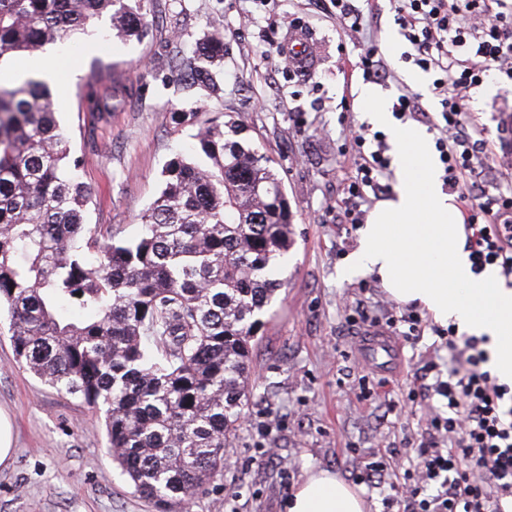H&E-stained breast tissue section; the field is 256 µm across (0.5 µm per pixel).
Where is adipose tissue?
<instances>
[{
  "instance_id": "1",
  "label": "adipose tissue",
  "mask_w": 512,
  "mask_h": 512,
  "mask_svg": "<svg viewBox=\"0 0 512 512\" xmlns=\"http://www.w3.org/2000/svg\"><path fill=\"white\" fill-rule=\"evenodd\" d=\"M398 183L360 230L359 246L340 275L377 274L394 298L415 302L435 320L491 337L494 370L512 382V287L476 278L464 248L463 217L443 192L429 137L419 130L393 135ZM285 512H365L361 495L336 473L308 476L288 497Z\"/></svg>"
}]
</instances>
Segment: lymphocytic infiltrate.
Instances as JSON below:
<instances>
[{
	"label": "lymphocytic infiltrate",
	"instance_id": "lymphocytic-infiltrate-1",
	"mask_svg": "<svg viewBox=\"0 0 512 512\" xmlns=\"http://www.w3.org/2000/svg\"><path fill=\"white\" fill-rule=\"evenodd\" d=\"M395 20L412 47L406 59L435 75V111L419 94L400 88L392 104L397 120L429 124L442 181L465 212L471 269L500 268L512 277V187L490 200L474 177L485 131L471 118L470 91L500 77L512 81V0H395ZM343 151L355 173L344 183V223H363L368 196L389 193L385 136L350 129ZM387 327L410 337L432 329L455 366L436 373L430 406L419 434L418 460L403 483L385 497L386 512H512V384L487 367L479 338L459 336L455 326H427L415 305L387 314Z\"/></svg>",
	"mask_w": 512,
	"mask_h": 512
}]
</instances>
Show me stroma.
I'll return each instance as SVG.
<instances>
[{"label": "stroma", "mask_w": 512, "mask_h": 512, "mask_svg": "<svg viewBox=\"0 0 512 512\" xmlns=\"http://www.w3.org/2000/svg\"><path fill=\"white\" fill-rule=\"evenodd\" d=\"M362 7L381 19L374 34L343 29L330 0H143L149 29L142 39H104L105 19L67 54L45 48L59 61L51 91L71 151L84 160L85 221L99 241L137 236L165 166L190 152L201 127L227 115L271 160L288 198L294 245L277 270L283 287L253 348L250 401L224 450L223 477L189 512H284L309 473L325 469L349 482L377 452L403 463L385 472L379 488H358L367 512H381L383 497L413 465L434 374L448 369L447 351H434L427 333L399 341L396 368L380 372L359 358L369 326L347 320L350 305L364 304L381 320L393 302L374 275L338 276L359 241L358 229L337 216L342 185L354 173L341 153L342 128L363 124L367 110L356 66L363 44L375 41L396 72V80L376 86L384 103L401 84L434 104L427 81L411 80L416 68L403 60L410 44L388 43L399 31L392 0ZM214 31L224 40L217 86L189 84L181 73ZM300 34L312 56L305 67L282 71L279 53ZM492 88L486 98L472 89L468 102L494 151L478 167L489 197L512 181V82ZM364 377L367 398L360 395ZM0 408L16 436L13 456L0 465V512H154L113 464L102 414L16 366L4 319Z\"/></svg>", "instance_id": "35a3bbf8"}]
</instances>
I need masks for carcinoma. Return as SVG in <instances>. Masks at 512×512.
<instances>
[{
  "mask_svg": "<svg viewBox=\"0 0 512 512\" xmlns=\"http://www.w3.org/2000/svg\"><path fill=\"white\" fill-rule=\"evenodd\" d=\"M147 28L141 0H0V57L77 41L103 18ZM218 42L193 51L192 83L217 87ZM235 122L197 135L206 161H170L131 240L84 224L81 159L46 82L0 83V311L16 364L104 416L106 448L156 512L224 475L248 405L252 341L294 244L270 161Z\"/></svg>",
  "mask_w": 512,
  "mask_h": 512,
  "instance_id": "cac0c4a2",
  "label": "carcinoma"
}]
</instances>
